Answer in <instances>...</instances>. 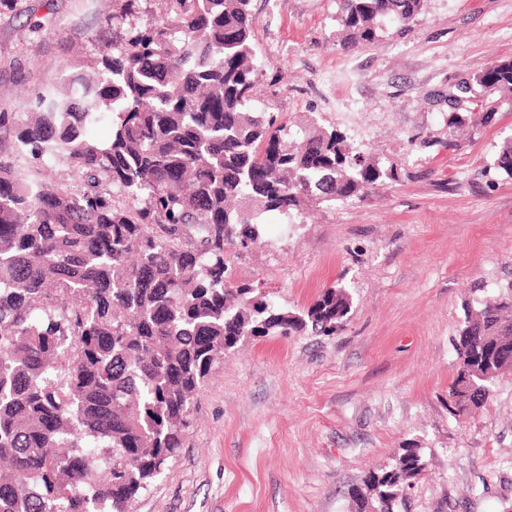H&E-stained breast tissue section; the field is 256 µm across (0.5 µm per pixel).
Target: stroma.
Listing matches in <instances>:
<instances>
[{
  "mask_svg": "<svg viewBox=\"0 0 512 512\" xmlns=\"http://www.w3.org/2000/svg\"><path fill=\"white\" fill-rule=\"evenodd\" d=\"M105 0H0V109L96 64L112 42ZM262 108L294 138L301 116L354 134L397 178L324 205L231 260L232 277L303 312L342 287L336 334L241 341L209 375L196 422L133 512H355L351 491L423 451L399 512L512 505V370L482 406L453 415L448 389L465 306L512 293V179L492 170L512 112L446 136L454 77L512 59V0H427L407 28L345 50L338 0H252ZM430 147L408 146L410 135Z\"/></svg>",
  "mask_w": 512,
  "mask_h": 512,
  "instance_id": "stroma-1",
  "label": "stroma"
}]
</instances>
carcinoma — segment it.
<instances>
[{"instance_id": "obj_1", "label": "carcinoma", "mask_w": 512, "mask_h": 512, "mask_svg": "<svg viewBox=\"0 0 512 512\" xmlns=\"http://www.w3.org/2000/svg\"><path fill=\"white\" fill-rule=\"evenodd\" d=\"M164 19L115 36L102 67L0 110V512H132L194 423L197 396L247 336H330L350 310L330 288L306 313L231 282L227 253L264 216L360 198L395 179L310 114L304 136L260 108L252 0H162ZM426 0H340V46L373 44ZM512 109V59L448 92L444 145ZM112 124L105 141L91 130ZM66 165L75 184L48 180ZM493 168L512 178V137ZM448 391L462 412L512 367V298L467 314ZM419 448L352 491L396 512Z\"/></svg>"}]
</instances>
